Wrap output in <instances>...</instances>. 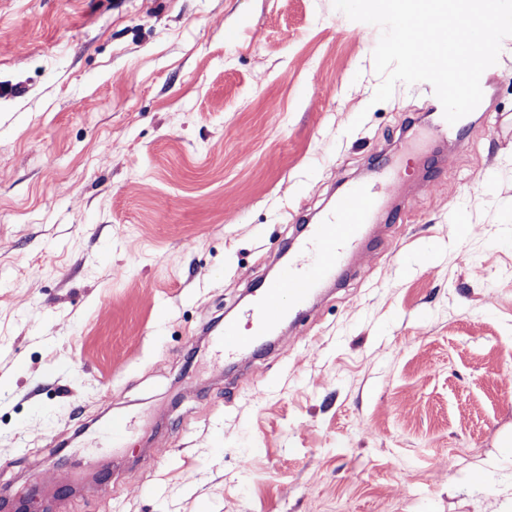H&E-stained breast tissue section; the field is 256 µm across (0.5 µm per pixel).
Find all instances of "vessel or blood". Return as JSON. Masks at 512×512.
<instances>
[{"mask_svg":"<svg viewBox=\"0 0 512 512\" xmlns=\"http://www.w3.org/2000/svg\"><path fill=\"white\" fill-rule=\"evenodd\" d=\"M427 110L432 114L428 125L432 137L461 136L463 122L448 123L440 101H429ZM390 181L387 167L378 166L371 180L347 184L316 221L307 222L304 235L289 252L284 272L260 285L255 299L243 310L250 333H240L237 322L225 323L223 336L215 341L217 351L232 356L257 350L284 320H301L312 298L338 280L349 255L363 243Z\"/></svg>","mask_w":512,"mask_h":512,"instance_id":"vessel-or-blood-1","label":"vessel or blood"}]
</instances>
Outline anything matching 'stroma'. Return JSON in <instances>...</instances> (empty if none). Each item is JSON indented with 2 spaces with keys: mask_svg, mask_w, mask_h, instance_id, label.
Wrapping results in <instances>:
<instances>
[{
  "mask_svg": "<svg viewBox=\"0 0 512 512\" xmlns=\"http://www.w3.org/2000/svg\"><path fill=\"white\" fill-rule=\"evenodd\" d=\"M363 29L333 0H0V496L512 512V36L427 176L401 130L434 88L373 103ZM375 155L388 211L342 283L214 358L293 215Z\"/></svg>",
  "mask_w": 512,
  "mask_h": 512,
  "instance_id": "obj_1",
  "label": "stroma"
}]
</instances>
